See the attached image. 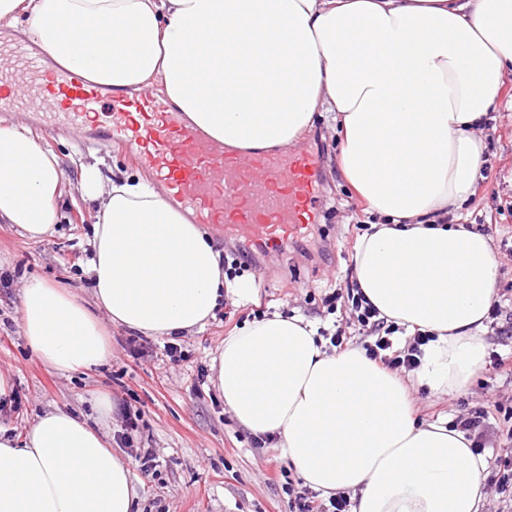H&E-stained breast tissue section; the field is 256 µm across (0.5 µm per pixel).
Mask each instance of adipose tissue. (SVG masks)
<instances>
[{
    "label": "adipose tissue",
    "instance_id": "obj_1",
    "mask_svg": "<svg viewBox=\"0 0 512 512\" xmlns=\"http://www.w3.org/2000/svg\"><path fill=\"white\" fill-rule=\"evenodd\" d=\"M23 20L59 63L116 92L157 88L235 149L288 146L333 113L338 169L375 218L354 280L381 317L432 334L418 385L467 389L498 268L488 237L447 218L486 179L475 130L512 74V0H0V23ZM78 190L97 205L95 306L28 281L21 328L35 356L63 373L106 363L105 317L144 336L202 329L227 285L208 234L139 174L107 181L86 164ZM63 196L58 155L26 127H0V222L42 239ZM212 368L235 421L277 436L305 486L351 495L350 512H481L484 456L446 424L417 422L405 382L363 349L326 353L311 323L275 314L225 336ZM138 507L129 466L86 416L56 408L24 440L0 433V512Z\"/></svg>",
    "mask_w": 512,
    "mask_h": 512
}]
</instances>
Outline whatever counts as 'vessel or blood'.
I'll use <instances>...</instances> for the list:
<instances>
[{
  "instance_id": "vessel-or-blood-1",
  "label": "vessel or blood",
  "mask_w": 512,
  "mask_h": 512,
  "mask_svg": "<svg viewBox=\"0 0 512 512\" xmlns=\"http://www.w3.org/2000/svg\"><path fill=\"white\" fill-rule=\"evenodd\" d=\"M49 60L45 50L0 47L1 111L25 112L35 100L48 101L49 133L81 126L87 113H106L96 140L125 149L164 180L168 204L190 223L223 225L226 236L260 251H281L305 223L320 219L317 166L307 155L230 151L152 90L118 96Z\"/></svg>"
}]
</instances>
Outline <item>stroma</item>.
<instances>
[{
	"label": "stroma",
	"mask_w": 512,
	"mask_h": 512,
	"mask_svg": "<svg viewBox=\"0 0 512 512\" xmlns=\"http://www.w3.org/2000/svg\"><path fill=\"white\" fill-rule=\"evenodd\" d=\"M0 124H23L35 140L55 150L66 177L67 203L58 224L42 240L22 236L10 224L0 223V373L12 379L20 407L0 406V429L20 435L36 418L54 407L77 413L87 411L97 394L110 397L111 419L105 430L109 446L128 464L141 495L140 512H289L280 488V468L286 465L278 440L261 441L241 428L224 406L213 385L212 359L225 336L255 310L297 316L315 328H344L350 345L364 346L368 338L348 313H328L326 294L345 290L353 278V252L362 226L372 217L343 180L338 166L339 134L334 123L321 118L314 131L297 143L320 162L318 178L331 217L310 225L283 253L258 257L240 276L253 280L255 291L246 299L226 295L214 319L200 331L176 337L183 359L169 358L166 338L152 337L153 353L138 357L129 352L128 329L106 324L112 356L103 366L64 374L38 360L21 330V297L26 282L40 279L70 289L80 300L92 302L93 290L86 265L90 258L94 211L78 191L82 165L98 164L104 176L113 165L132 168L118 148L89 146L81 130L54 136L36 126L34 113L1 112ZM490 161L488 179L460 211V221L478 225L494 222L489 232L498 262L496 296L503 308L512 307V79H506L501 105L492 120L478 126ZM419 422L451 420L456 415L484 410L489 432L484 455L485 507L496 506L500 473L494 463L504 447L512 445L507 431L512 423L497 410L512 403V376L483 367L466 392L437 394L412 390ZM140 409V431L133 447L116 435L124 406ZM150 448L157 455L156 471H143L135 448Z\"/></svg>",
	"instance_id": "1"
}]
</instances>
